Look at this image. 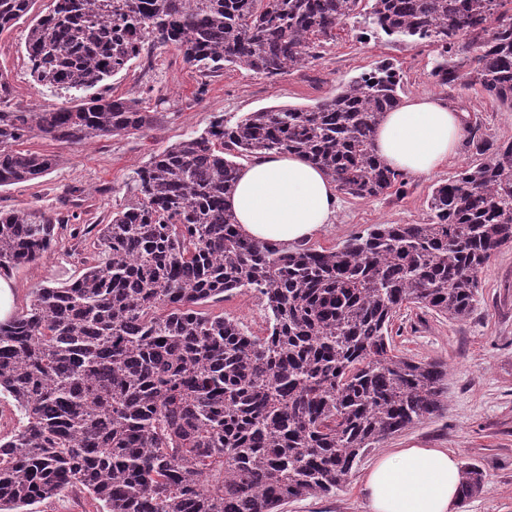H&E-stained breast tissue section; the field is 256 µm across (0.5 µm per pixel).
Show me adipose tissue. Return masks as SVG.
I'll return each instance as SVG.
<instances>
[{"label": "adipose tissue", "instance_id": "ef3b65f1", "mask_svg": "<svg viewBox=\"0 0 512 512\" xmlns=\"http://www.w3.org/2000/svg\"><path fill=\"white\" fill-rule=\"evenodd\" d=\"M466 116L446 101L417 95L387 113L374 134L377 155L412 177L428 176L457 153ZM227 205L249 238L291 249L330 224L335 185L302 156L270 153L246 165ZM461 470L445 448H398L367 469L362 493L369 512H456Z\"/></svg>", "mask_w": 512, "mask_h": 512}]
</instances>
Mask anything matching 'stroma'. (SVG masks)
Masks as SVG:
<instances>
[{
    "label": "stroma",
    "instance_id": "stroma-1",
    "mask_svg": "<svg viewBox=\"0 0 512 512\" xmlns=\"http://www.w3.org/2000/svg\"><path fill=\"white\" fill-rule=\"evenodd\" d=\"M49 6L50 0H36L31 16L0 34V70L9 74L15 103L25 107L49 109L59 102L54 91L30 76L24 55L32 15L44 14ZM363 28L362 18L346 20L337 27L335 41L308 68L274 82L241 66L227 67L210 79L203 95L198 92L202 82L198 72L175 46L155 48L151 56L133 60L129 70L100 88L106 97L140 99L145 110L155 113V127L81 145L40 136L25 140L23 149L55 156L56 164L42 177L0 188V211L74 212L87 224L108 223L126 201L125 184L133 171L151 153L206 128L213 117L240 116L271 106H307L333 96L343 83L384 63L392 64L399 74L401 97L438 96L451 107L467 108L479 136L512 141V110L488 97L477 81L440 85L431 74L430 48L376 35L366 38ZM482 160L475 147L463 143L456 157L434 174L411 178L406 192L391 190L371 199L340 195L334 221L311 240V247H337L374 224L425 222L432 188ZM71 186L82 188V195L68 196ZM84 247V242L65 236L38 264L10 270L15 309L25 307L34 288L79 277L82 265L77 253ZM206 310L233 318L255 335L266 332L264 311L252 294L209 303ZM391 336L398 354L444 363L448 391L443 411L388 437L383 447L420 445L453 451L460 463L479 466L486 482L484 491L459 503L457 512H512V249L497 253L485 267L475 310L467 320L450 321L418 308L405 309L394 318ZM378 455L375 449L366 454L336 494L291 500L280 512H367L361 478Z\"/></svg>",
    "mask_w": 512,
    "mask_h": 512
}]
</instances>
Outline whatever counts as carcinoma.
<instances>
[{
    "label": "carcinoma",
    "mask_w": 512,
    "mask_h": 512,
    "mask_svg": "<svg viewBox=\"0 0 512 512\" xmlns=\"http://www.w3.org/2000/svg\"><path fill=\"white\" fill-rule=\"evenodd\" d=\"M34 0H0V33ZM362 16L370 32L432 48L443 85L476 75L512 107V0H53L28 28L31 77L66 93L49 110L13 103L0 72V187L56 160L15 146L34 132L85 144L153 127L134 98L100 84L156 46L201 77L242 64L269 80L300 71ZM390 63L306 108L274 106L153 153L107 224L38 210L0 212V272L95 234L84 274L31 292L0 323V394L17 426L0 434V512L77 487L98 512H279L336 493L370 450L444 409L446 367L395 353L403 307L464 321L492 255L512 248V142L438 183L423 224H375L331 249L284 250L244 236L226 199L241 167L293 152L337 190L370 198L406 175L373 136L398 107ZM251 292L267 334L203 305ZM462 467L460 499L484 491Z\"/></svg>",
    "instance_id": "obj_1"
}]
</instances>
